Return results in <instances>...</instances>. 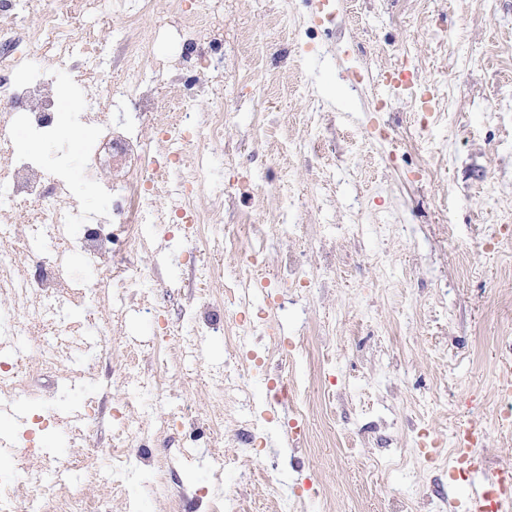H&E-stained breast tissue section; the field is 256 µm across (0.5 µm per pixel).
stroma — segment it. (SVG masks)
<instances>
[{
	"label": "stroma",
	"instance_id": "1",
	"mask_svg": "<svg viewBox=\"0 0 512 512\" xmlns=\"http://www.w3.org/2000/svg\"><path fill=\"white\" fill-rule=\"evenodd\" d=\"M335 3L328 13L321 0H203L225 18L220 72L187 62L180 25L160 27L185 12L183 0H152L140 15L131 0H112L108 14L81 11L76 0L60 10L64 27L94 32L104 76L121 78L123 48L137 43L155 110L165 104L155 76L163 62L198 111L220 105L231 114L210 154V183L196 196L208 216L204 253L173 224L149 218L139 288L114 289L111 304H98L86 287L111 267L74 251L65 282L83 287L81 304L63 291L33 298L112 331L76 337L64 366L84 372L78 388L51 372L31 379L48 411L64 418L90 394L119 400L161 389L156 407L124 418L145 438L158 489L135 484L113 495L88 474L108 462L110 418L87 422L80 436L61 428L39 436L58 466L79 465L70 493L103 501L105 512H202L201 497L215 488L243 494L250 512H274L277 497L292 492L304 496L303 512H325L328 499L335 512H398L403 502L439 512L441 500H463L469 488L448 445L463 420L487 426L491 468L512 467V431L494 426L512 414L497 392L500 370L512 369L500 351L512 339V241H496L500 225H512V0ZM285 6L297 22L290 35L277 26ZM33 63L54 74L43 94L59 106L57 140L16 129L0 165L18 154L66 165L69 207L108 215L112 201L100 181L83 178L81 161L117 113L85 112V78L58 70L51 36ZM404 75L431 90L445 119L412 96L388 95V78ZM425 167L431 176H420ZM240 222L259 230L247 248L258 265L224 243L225 225ZM49 247L26 224L0 234V251L31 277ZM290 262L315 283L281 287ZM250 277L264 284L252 307L273 314L279 335L253 336L249 347L306 400L294 447L283 441L293 418L269 405L261 374L250 398L264 436L244 442L238 397L217 388L238 357L198 326L228 284ZM183 415L219 417L223 428L182 448L175 421ZM395 487L403 502L392 498Z\"/></svg>",
	"mask_w": 512,
	"mask_h": 512
}]
</instances>
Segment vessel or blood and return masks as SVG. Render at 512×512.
<instances>
[{"instance_id": "b4317fda", "label": "vessel or blood", "mask_w": 512, "mask_h": 512, "mask_svg": "<svg viewBox=\"0 0 512 512\" xmlns=\"http://www.w3.org/2000/svg\"><path fill=\"white\" fill-rule=\"evenodd\" d=\"M0 418L5 421L0 428V447H12L14 438L9 425L22 418L18 403L0 401ZM483 436L482 427L474 422L461 423L454 430V462L470 479V491L462 507L464 512H512V470L490 471L486 460L475 449Z\"/></svg>"}]
</instances>
